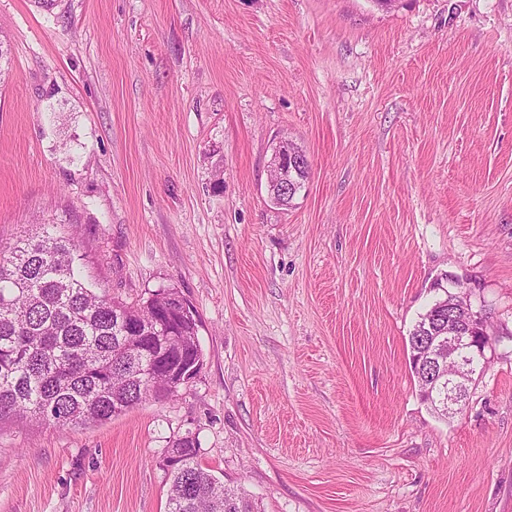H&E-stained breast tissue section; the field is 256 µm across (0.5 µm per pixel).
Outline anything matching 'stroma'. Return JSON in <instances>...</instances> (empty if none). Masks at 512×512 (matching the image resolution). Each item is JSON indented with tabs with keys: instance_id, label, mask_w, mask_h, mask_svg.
Returning a JSON list of instances; mask_svg holds the SVG:
<instances>
[{
	"instance_id": "obj_1",
	"label": "stroma",
	"mask_w": 512,
	"mask_h": 512,
	"mask_svg": "<svg viewBox=\"0 0 512 512\" xmlns=\"http://www.w3.org/2000/svg\"><path fill=\"white\" fill-rule=\"evenodd\" d=\"M0 39V243L41 216L98 291L178 289L204 356L107 422L0 425V512H165L185 436L262 512H512V0H0ZM445 273L495 335L448 419L406 347ZM281 143L275 149L270 162V174L275 177L274 181L268 180L269 190H273V185L280 187L282 190H288V193L276 190L275 203L280 206L288 207L291 205L295 196L291 194V188H296L298 184L294 182L295 165L293 163V153L284 152ZM290 187V188H288Z\"/></svg>"
}]
</instances>
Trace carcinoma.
<instances>
[{
    "instance_id": "1",
    "label": "carcinoma",
    "mask_w": 512,
    "mask_h": 512,
    "mask_svg": "<svg viewBox=\"0 0 512 512\" xmlns=\"http://www.w3.org/2000/svg\"><path fill=\"white\" fill-rule=\"evenodd\" d=\"M74 239L42 231L0 247V420L67 428L104 423L150 398L175 396L172 375L203 360L192 342L164 348L160 327L198 334L200 319L175 288L128 304L95 292L80 275ZM439 301L419 316L408 338L419 391L430 387L421 337ZM167 512H260L239 488L224 485L198 461L197 442H173Z\"/></svg>"
}]
</instances>
